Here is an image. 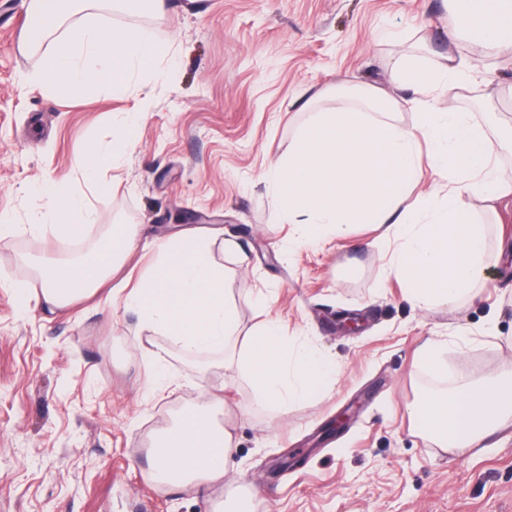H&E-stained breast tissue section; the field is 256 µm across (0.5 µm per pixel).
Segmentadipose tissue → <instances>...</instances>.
Instances as JSON below:
<instances>
[{
  "label": "adipose tissue",
  "mask_w": 512,
  "mask_h": 512,
  "mask_svg": "<svg viewBox=\"0 0 512 512\" xmlns=\"http://www.w3.org/2000/svg\"><path fill=\"white\" fill-rule=\"evenodd\" d=\"M60 2L29 0L30 13L43 16L44 23L24 42L34 50L58 33L39 73L53 93L124 95L135 76L159 73L172 53L143 26L68 22ZM510 19L512 0H476L471 18L449 27L446 56L430 59L411 45L392 56L387 86L337 89L335 106L316 112L269 171L282 223L297 225L306 241L343 235L356 224L381 227L396 243L388 267L416 308L451 307L487 288L485 272L501 253L489 248L487 227L474 215L492 209L512 187L497 174L486 125L444 96L451 88L468 92L481 84L490 89L486 101L512 98V86H494L497 60L512 52V32L504 28ZM470 39L475 48L463 53ZM400 112L415 113V122L401 124ZM136 128L126 123L110 148L83 154L75 165L80 177L97 182L127 150ZM426 165L447 173V194L416 193ZM37 192L46 201L41 222L56 233L77 239L96 223L91 202L68 182L47 181ZM132 242L129 225L115 224L93 259L47 270L43 304L67 306L98 290ZM219 404L217 396H202L153 442L148 454L154 479L196 491L223 479L234 435L215 418ZM410 416L437 447H476L512 422V373L428 394Z\"/></svg>",
  "instance_id": "1"
}]
</instances>
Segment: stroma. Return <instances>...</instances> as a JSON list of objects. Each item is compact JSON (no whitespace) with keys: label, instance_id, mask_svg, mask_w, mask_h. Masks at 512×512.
<instances>
[{"label":"stroma","instance_id":"35a3bbf8","mask_svg":"<svg viewBox=\"0 0 512 512\" xmlns=\"http://www.w3.org/2000/svg\"><path fill=\"white\" fill-rule=\"evenodd\" d=\"M27 12L28 0H0V218L17 227L0 242V512H209L238 487L252 512H512V423L487 447L446 450L409 415L426 392L512 371V195L478 215L504 249L490 288L420 310L380 230L296 242L265 179L313 119L310 95L386 82L380 31L420 32L447 53L446 0H170L162 15L102 5L99 22L147 27L175 55L124 96L58 97L30 81L55 39L25 50ZM132 114L136 138L101 185L75 184L98 223L76 240L33 230L45 207L35 185L73 176ZM113 224L137 231L117 273L134 281L155 263L146 242L209 231L240 331L279 321L291 346L333 359L334 388L280 408L223 354L140 331L105 287L61 309L21 306L14 286L39 293L37 260L88 255ZM345 313L362 317L358 333L338 330ZM428 340L443 375L419 361ZM205 389L222 396L235 446L224 479L196 496L151 479L145 443Z\"/></svg>","mask_w":512,"mask_h":512}]
</instances>
